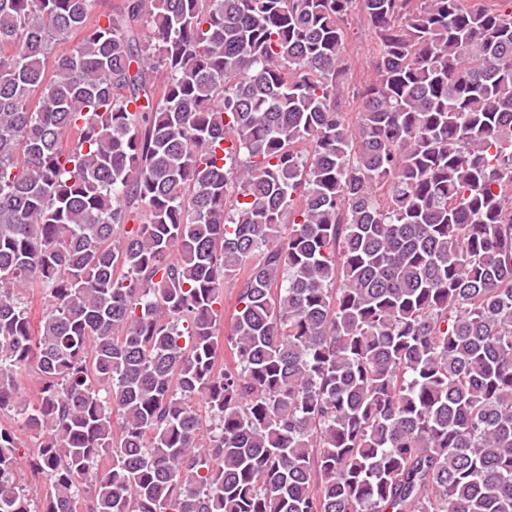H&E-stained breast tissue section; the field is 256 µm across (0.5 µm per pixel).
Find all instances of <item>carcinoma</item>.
<instances>
[{
  "instance_id": "carcinoma-1",
  "label": "carcinoma",
  "mask_w": 512,
  "mask_h": 512,
  "mask_svg": "<svg viewBox=\"0 0 512 512\" xmlns=\"http://www.w3.org/2000/svg\"><path fill=\"white\" fill-rule=\"evenodd\" d=\"M3 411L0 512H512V0H0ZM370 48L371 42L367 31L354 19L348 29L347 55L352 70L358 76L367 74ZM17 434L20 437L21 441L23 442L22 448H20L19 454H20V467H19V475L21 477V482L23 483L24 487L26 488V492L28 493L29 497L33 498L35 501L43 499L46 490H47V483L45 479L42 480H32L30 477V466H29V460H30V454L33 453V448H31V443L29 440L28 433L25 430H19L17 429Z\"/></svg>"
}]
</instances>
